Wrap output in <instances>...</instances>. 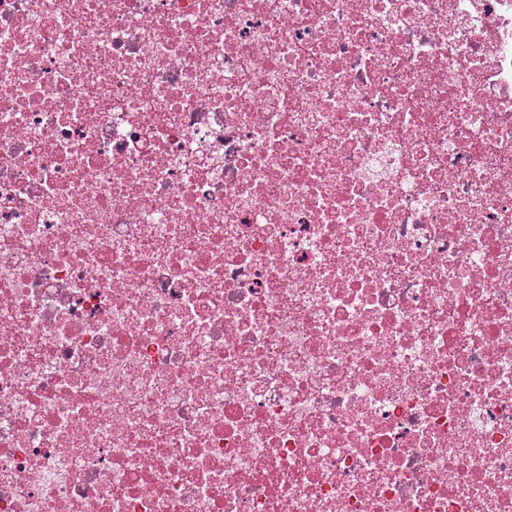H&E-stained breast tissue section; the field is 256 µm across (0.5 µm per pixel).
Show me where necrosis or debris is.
I'll use <instances>...</instances> for the list:
<instances>
[{
    "instance_id": "4bbe7bcc",
    "label": "necrosis or debris",
    "mask_w": 512,
    "mask_h": 512,
    "mask_svg": "<svg viewBox=\"0 0 512 512\" xmlns=\"http://www.w3.org/2000/svg\"><path fill=\"white\" fill-rule=\"evenodd\" d=\"M0 512H512V0H0Z\"/></svg>"
}]
</instances>
